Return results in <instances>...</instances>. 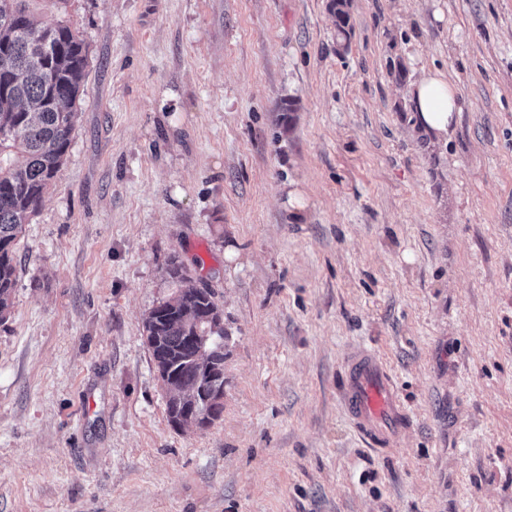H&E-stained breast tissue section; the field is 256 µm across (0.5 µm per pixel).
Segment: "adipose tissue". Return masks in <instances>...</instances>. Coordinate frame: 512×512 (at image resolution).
Returning a JSON list of instances; mask_svg holds the SVG:
<instances>
[{
	"label": "adipose tissue",
	"mask_w": 512,
	"mask_h": 512,
	"mask_svg": "<svg viewBox=\"0 0 512 512\" xmlns=\"http://www.w3.org/2000/svg\"><path fill=\"white\" fill-rule=\"evenodd\" d=\"M460 89L438 70L425 72L412 91L416 121L425 132L436 138L447 137L462 110Z\"/></svg>",
	"instance_id": "1"
}]
</instances>
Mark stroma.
<instances>
[{
	"label": "stroma",
	"instance_id": "stroma-1",
	"mask_svg": "<svg viewBox=\"0 0 512 512\" xmlns=\"http://www.w3.org/2000/svg\"><path fill=\"white\" fill-rule=\"evenodd\" d=\"M329 3L27 0L89 67L14 246L0 512H512V0H350L345 38ZM174 261L223 312L204 430L144 337ZM362 348L407 416L384 450L344 405ZM459 98L460 88L445 73L439 70L425 72L412 91L417 124L438 140L448 137L462 110Z\"/></svg>",
	"mask_w": 512,
	"mask_h": 512
}]
</instances>
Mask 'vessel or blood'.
Wrapping results in <instances>:
<instances>
[{"mask_svg": "<svg viewBox=\"0 0 512 512\" xmlns=\"http://www.w3.org/2000/svg\"><path fill=\"white\" fill-rule=\"evenodd\" d=\"M345 398L356 427L373 445L388 446L404 425V409L385 369L372 353L361 351L352 357Z\"/></svg>", "mask_w": 512, "mask_h": 512, "instance_id": "vessel-or-blood-1", "label": "vessel or blood"}]
</instances>
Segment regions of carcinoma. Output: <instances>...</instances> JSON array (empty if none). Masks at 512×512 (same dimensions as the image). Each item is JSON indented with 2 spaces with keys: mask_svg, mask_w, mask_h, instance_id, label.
<instances>
[{
  "mask_svg": "<svg viewBox=\"0 0 512 512\" xmlns=\"http://www.w3.org/2000/svg\"><path fill=\"white\" fill-rule=\"evenodd\" d=\"M26 0H0V322L13 305L12 247L34 216L71 144L87 75L84 41L66 24L45 26ZM349 0H330L336 30L347 36ZM172 298L153 308L144 331L156 363L172 369V383L192 389L200 366L194 336L224 337L214 293L172 265Z\"/></svg>",
  "mask_w": 512,
  "mask_h": 512,
  "instance_id": "carcinoma-1",
  "label": "carcinoma"
}]
</instances>
